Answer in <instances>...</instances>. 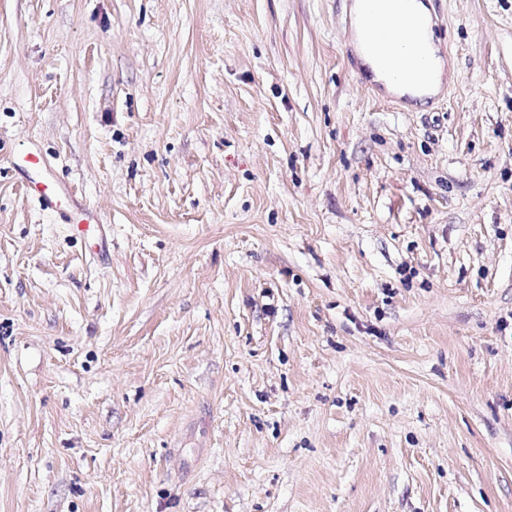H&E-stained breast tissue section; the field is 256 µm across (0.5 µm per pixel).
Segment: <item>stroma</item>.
Wrapping results in <instances>:
<instances>
[{"label":"stroma","instance_id":"stroma-1","mask_svg":"<svg viewBox=\"0 0 512 512\" xmlns=\"http://www.w3.org/2000/svg\"><path fill=\"white\" fill-rule=\"evenodd\" d=\"M352 2L0 0V512H512V0ZM361 1L362 0H357V2L351 5L352 16L357 17L362 13L363 4ZM359 26L364 37L368 39L373 36H378V32L381 29L391 28L392 24L386 14L371 8L362 13ZM410 12L417 14L424 21L425 25L420 36H412L411 33H416L419 27L423 24V20L412 16L411 14L403 15L406 18L407 30L406 37L403 41L415 39L417 43L424 45L426 51L433 60V72L429 84L425 87H420L410 83H403L398 79L392 77L391 74L383 72L377 67V55L372 49L371 44L363 38L362 46L354 44L356 54L363 65V68L368 67L374 75V80L381 84L386 93L396 96H408L411 100L416 101L418 104H426L427 99L435 95L442 86V63L440 59L435 56V47L433 41V31L431 23V12L423 0H409ZM38 202L44 210L58 213L64 220L77 228L78 231L86 233L90 230V226H96V229L101 231V225H99L97 216L88 210H77V211H64L63 206L60 202V192L57 189L43 187L38 190ZM75 221L84 224H74Z\"/></svg>","mask_w":512,"mask_h":512}]
</instances>
